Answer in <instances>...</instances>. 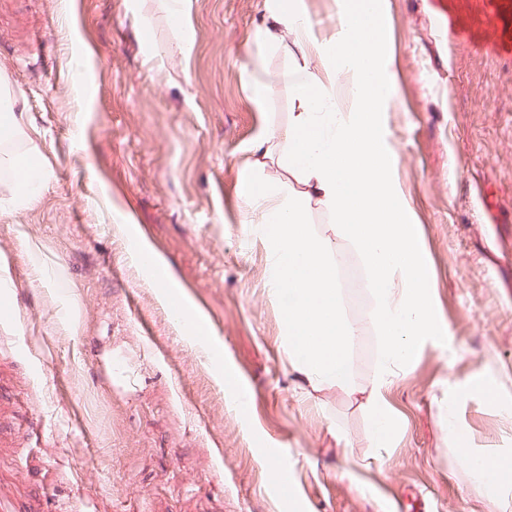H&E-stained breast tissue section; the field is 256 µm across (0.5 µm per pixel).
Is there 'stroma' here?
I'll return each instance as SVG.
<instances>
[{"mask_svg": "<svg viewBox=\"0 0 512 512\" xmlns=\"http://www.w3.org/2000/svg\"><path fill=\"white\" fill-rule=\"evenodd\" d=\"M379 2L395 93L378 119L445 330L389 385L385 448L368 440L376 337L359 261L339 270L353 386L305 391L242 192L254 143L292 110L287 56L254 39L272 0H186L177 21L162 0H20L0 20V92L24 101L52 171L30 207L0 209L15 317L0 325V393L28 397L0 406V479L35 512H397L407 490L428 512H512V489L493 505L451 436L512 457V60L456 38L432 0ZM141 237L220 364L137 264ZM171 312L175 322L183 329L184 332L192 335L199 344L203 356L210 362H214L220 358V354L216 353L211 346L206 344L200 336L197 326L201 322L199 313L195 308L180 301H171Z\"/></svg>", "mask_w": 512, "mask_h": 512, "instance_id": "35a3bbf8", "label": "stroma"}]
</instances>
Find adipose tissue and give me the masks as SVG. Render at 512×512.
Returning <instances> with one entry per match:
<instances>
[{"instance_id": "ef3b65f1", "label": "adipose tissue", "mask_w": 512, "mask_h": 512, "mask_svg": "<svg viewBox=\"0 0 512 512\" xmlns=\"http://www.w3.org/2000/svg\"><path fill=\"white\" fill-rule=\"evenodd\" d=\"M372 9L369 0H341L339 30L322 48L325 72L320 75L310 67L309 27L297 0H276L256 37L266 48L287 50L290 66L284 78L294 92L293 110L280 148L258 140L252 167L261 169L275 159L299 185L288 193L263 187L260 196L268 205L260 232L269 256V283L274 292L290 297L284 311L288 362L311 388L352 385L350 351L358 330L342 313L337 270L343 246L363 263L379 352L367 404L373 409L371 440L382 447L393 429L385 402L390 379L440 327L414 227L395 204L391 150L376 120L387 101L377 89L387 85L388 76L383 36L369 28ZM344 78L350 79L355 100L348 112L336 106V85ZM8 118L16 139L0 143V172L9 175L0 182V194L24 205L41 195L49 174L41 151L29 141L25 110L10 108ZM312 202L327 213L332 236L310 229ZM455 445L459 461L484 476L492 492L512 485L511 457L473 454L462 438Z\"/></svg>"}]
</instances>
